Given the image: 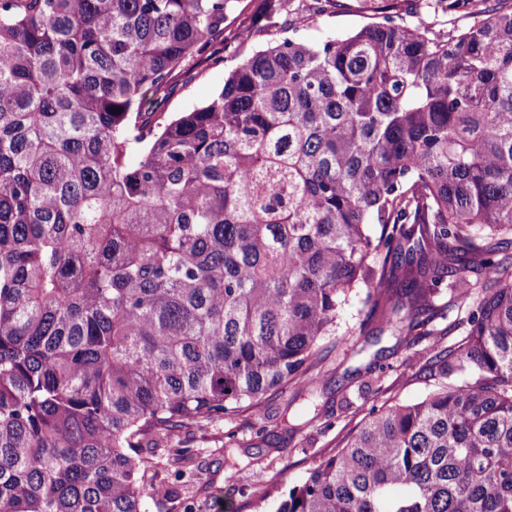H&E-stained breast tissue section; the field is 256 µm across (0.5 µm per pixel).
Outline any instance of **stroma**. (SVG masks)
I'll return each mask as SVG.
<instances>
[{
	"instance_id": "obj_1",
	"label": "stroma",
	"mask_w": 512,
	"mask_h": 512,
	"mask_svg": "<svg viewBox=\"0 0 512 512\" xmlns=\"http://www.w3.org/2000/svg\"><path fill=\"white\" fill-rule=\"evenodd\" d=\"M377 19L368 0H340L339 7L292 28L286 14L264 20L255 0H242L224 36L230 40L249 29L252 40L238 50H225L222 61L186 66L168 92L165 110L184 112L207 102L238 62L282 34L312 43ZM362 309L361 295L352 296L337 319V336L321 341V360L312 369L313 397L298 396L293 385L267 397L261 413L247 411L203 430L179 428L171 447L155 449L151 460L157 481L171 498L150 503L149 512H272L275 502L301 483L372 406L425 397L436 385L420 374L432 337L418 338L406 348L386 333L360 335ZM180 448L187 449V457L177 456Z\"/></svg>"
}]
</instances>
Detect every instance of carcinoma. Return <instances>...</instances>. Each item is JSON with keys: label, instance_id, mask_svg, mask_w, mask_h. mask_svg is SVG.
Masks as SVG:
<instances>
[{"label": "carcinoma", "instance_id": "carcinoma-1", "mask_svg": "<svg viewBox=\"0 0 512 512\" xmlns=\"http://www.w3.org/2000/svg\"><path fill=\"white\" fill-rule=\"evenodd\" d=\"M240 2L0 0V512H146L133 460L314 385L355 289L443 383L273 512H512V7L448 0L477 21L444 30L380 0L167 115Z\"/></svg>", "mask_w": 512, "mask_h": 512}]
</instances>
